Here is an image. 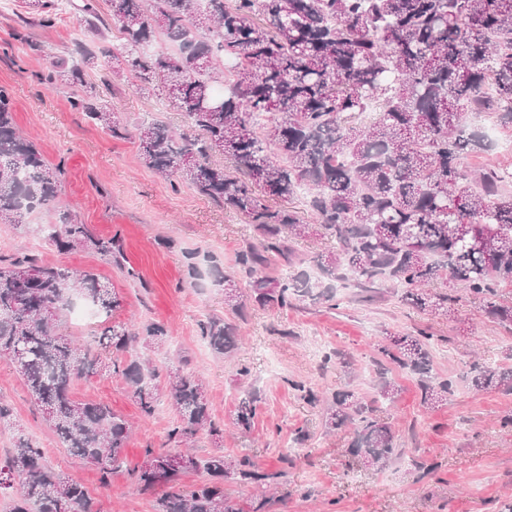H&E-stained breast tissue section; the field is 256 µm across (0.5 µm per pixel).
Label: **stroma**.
Here are the masks:
<instances>
[{
    "label": "stroma",
    "instance_id": "stroma-1",
    "mask_svg": "<svg viewBox=\"0 0 512 512\" xmlns=\"http://www.w3.org/2000/svg\"><path fill=\"white\" fill-rule=\"evenodd\" d=\"M100 20L89 29L81 15H64L54 27L32 25L41 45L34 53L16 39L21 21L31 13L25 0H10L0 11V86L12 95L19 130L51 164H63L62 200L88 224L95 237L117 239L122 258L114 263L91 249L61 251L42 239L38 224H0V256L28 251L39 243L44 262L96 274L121 298L114 323H158L167 331L159 349L140 348L165 385L167 369L179 366L201 374L211 411L224 423V439L207 435L195 443L204 458L223 448L225 455L252 457L262 470L281 472L267 512H512V391L475 390L470 366L478 362L512 368V328L485 314L465 289H453L456 319L419 311L401 299L400 289H368L351 280L333 281L334 302L305 300L278 310L248 304L235 314L224 303L217 274L248 290L249 277L237 264L239 251L257 235L243 217L200 195L188 183L143 166L138 160L137 127L158 120L186 130L180 109L155 92L135 93L129 81L106 84L105 53L118 43V26L106 0H99ZM86 48L95 64L89 82L108 94L128 129L117 139L75 112L73 89H47L36 76L54 57ZM197 275H190L189 264ZM217 318L236 325L243 343L228 357L216 356L201 337V324ZM432 336L435 375L451 379L453 391L434 409L420 404L417 376L382 356L385 336L417 331ZM395 381L394 401L379 399L381 378ZM304 382L325 398L350 389L375 403L389 422L399 453L382 470L357 462L347 449L353 427L327 431L324 403L301 400L291 384ZM258 394L249 431L230 427L242 393ZM73 396L103 403L132 425L122 462L109 475L76 460L46 426L20 376L0 359V403L12 410L14 423L42 447L56 472L84 485L98 499L101 512H155L164 487L140 491L132 471L148 448L168 447L177 422L169 400L144 415L120 378L100 374L78 381ZM432 465L422 474L421 464Z\"/></svg>",
    "mask_w": 512,
    "mask_h": 512
}]
</instances>
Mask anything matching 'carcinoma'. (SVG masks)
I'll return each instance as SVG.
<instances>
[{
    "instance_id": "carcinoma-1",
    "label": "carcinoma",
    "mask_w": 512,
    "mask_h": 512,
    "mask_svg": "<svg viewBox=\"0 0 512 512\" xmlns=\"http://www.w3.org/2000/svg\"><path fill=\"white\" fill-rule=\"evenodd\" d=\"M122 43L108 51L112 78L156 83L193 133L158 122L137 128L139 158L158 173L175 175L199 194L242 215L258 233L238 254L250 276V300L262 308H288L305 298H335L295 266L288 239L331 238L336 250L321 256L332 279L351 277L372 288L404 290L423 311L453 318L455 297L426 291L454 285L483 302L484 311L512 325V165L474 171L465 159L487 150L469 131L474 113L498 114L512 137V0H108ZM38 25L50 28L67 8L91 26L97 0H29ZM163 38L179 47L153 50ZM41 83L75 88L73 110L116 138L126 128L109 101L87 82L82 67L60 57L39 75ZM373 120L364 122L365 114ZM221 154L229 172L211 160ZM61 165H50L16 128L11 96L0 87V224L20 226L29 210L54 215L43 225L61 251L93 247L117 257L120 244L99 239L60 204ZM307 193L311 220L291 206ZM110 318L121 302L90 273L45 264L23 253L0 255V359L9 360L60 443L82 463L107 474L120 463L130 426L102 403L79 402L73 383L98 372L122 378L142 413H154L162 396L178 412L168 440L173 448H147L134 471L139 490L167 487L156 512H242L225 483L258 487L248 512H266L280 472L261 470L250 458L216 450L200 459L180 445L207 432L214 444L224 428L211 414L203 380L175 367L166 392L158 372L131 354L159 349L166 330L149 323L137 330L103 328L95 346L79 347L64 325L73 298ZM224 303L246 305L229 277ZM201 335L219 357L238 350L231 324L208 320ZM431 336L389 337L380 352L418 376L420 403L431 409L448 398L452 381L432 374ZM478 389H512V370L477 362ZM257 396L239 401L233 424L251 428ZM352 391L332 395L325 427H354L349 451L382 468L396 455L391 426ZM13 431V448L0 463V490H12L9 512H99L82 485L48 467L42 449L12 422L0 403V426ZM202 471L207 478L186 488L178 477Z\"/></svg>"
}]
</instances>
